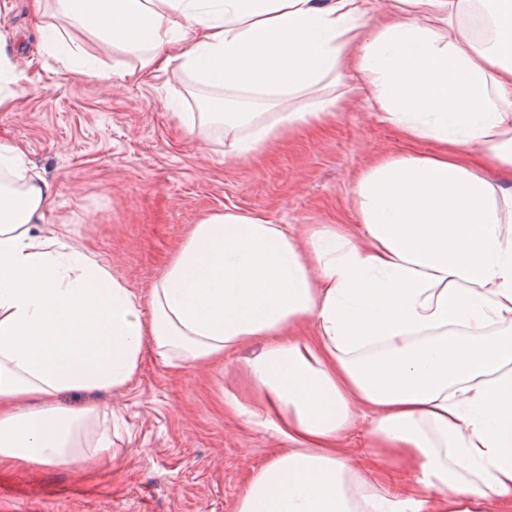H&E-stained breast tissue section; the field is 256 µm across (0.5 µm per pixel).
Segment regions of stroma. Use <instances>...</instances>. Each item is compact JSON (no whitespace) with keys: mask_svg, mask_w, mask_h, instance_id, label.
<instances>
[{"mask_svg":"<svg viewBox=\"0 0 512 512\" xmlns=\"http://www.w3.org/2000/svg\"><path fill=\"white\" fill-rule=\"evenodd\" d=\"M0 33L23 75L16 97L0 106V142L20 146L56 187L40 231L67 225L73 242L136 293L210 213L264 215L289 225L304 246L322 225L356 223V182L372 159L436 149L408 142L367 111L366 82L347 71L333 117L232 159L223 125L194 137L184 120L221 91L174 68L127 78L114 91L111 80L44 51L28 0H0ZM264 346L256 340L218 361L172 366L148 353L122 389L62 394L61 405H92L111 418L108 457L1 467L0 512H236L252 473L285 447L258 416L247 374Z\"/></svg>","mask_w":512,"mask_h":512,"instance_id":"obj_1","label":"stroma"}]
</instances>
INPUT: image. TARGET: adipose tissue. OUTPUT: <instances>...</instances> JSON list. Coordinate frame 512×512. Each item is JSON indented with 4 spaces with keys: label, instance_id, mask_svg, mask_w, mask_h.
Listing matches in <instances>:
<instances>
[{
    "label": "adipose tissue",
    "instance_id": "ef3b65f1",
    "mask_svg": "<svg viewBox=\"0 0 512 512\" xmlns=\"http://www.w3.org/2000/svg\"><path fill=\"white\" fill-rule=\"evenodd\" d=\"M58 2L136 59L126 75L175 67L239 98L224 115L233 157L334 115L327 89L347 69L369 79V111L438 149L371 163L358 223L322 226L305 249L264 216L212 213L139 295L66 225L34 231L55 187L0 142V466L109 452L107 431L87 441L94 410L57 400L124 388L145 349L206 362L260 338L248 371L288 450L237 512H512V0H494L484 42L463 23L474 0H409L375 25L376 0ZM30 8L49 53L105 76L45 24V0ZM311 319L316 336L295 339ZM360 423L363 463L344 449ZM392 469L406 480L387 485Z\"/></svg>",
    "mask_w": 512,
    "mask_h": 512
}]
</instances>
